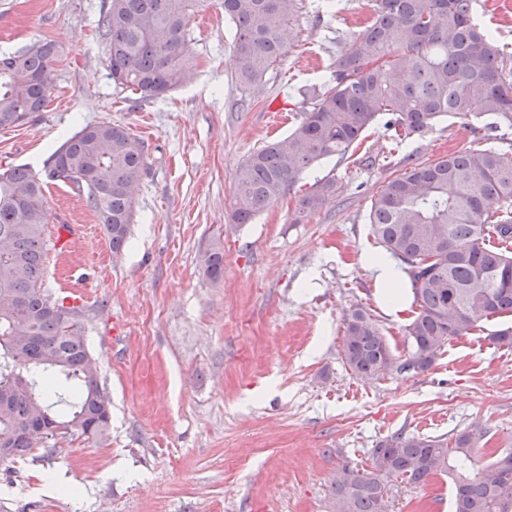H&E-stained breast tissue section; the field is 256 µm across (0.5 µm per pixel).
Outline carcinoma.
<instances>
[{"label":"carcinoma","mask_w":512,"mask_h":512,"mask_svg":"<svg viewBox=\"0 0 512 512\" xmlns=\"http://www.w3.org/2000/svg\"><path fill=\"white\" fill-rule=\"evenodd\" d=\"M207 0H107L98 19L113 83L139 101L166 96L194 70L192 15ZM299 0H222L234 23L237 83L262 81L287 54L284 30ZM59 51L39 40L0 52V129L24 123L55 88ZM496 35L476 18V0H375L372 21L348 46H336L333 85L313 92L310 109L285 137L250 154L236 173L230 219L250 224L321 161L345 158L381 115L385 128L423 137L450 116L497 139L512 130V67ZM146 168L144 143L124 126L87 125L53 154L47 177L70 183L103 224L112 250L129 236L130 194ZM336 191L322 178L298 201L295 217L316 211ZM371 232L399 263L413 291L405 325L406 359L396 357L372 314L344 321L343 359L369 381L397 371L424 372L451 339L512 316V148L461 149L413 164L371 204ZM47 210L42 181L25 166L0 170V438L13 463L35 448L31 429L65 426L102 442L111 400L80 339V314L43 288ZM202 269L216 282L224 250L212 245ZM483 434L451 438L394 435L373 449L363 471L344 469L333 485L334 512H389V483L422 484L451 473L455 512H512V450L470 471Z\"/></svg>","instance_id":"carcinoma-1"}]
</instances>
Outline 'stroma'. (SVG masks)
<instances>
[{
	"mask_svg": "<svg viewBox=\"0 0 512 512\" xmlns=\"http://www.w3.org/2000/svg\"><path fill=\"white\" fill-rule=\"evenodd\" d=\"M104 3L0 0V52L44 38L61 51L44 111L0 129V167L44 173L65 140L105 121L144 141L147 162L117 254L85 197L45 184L48 238L63 218L90 227L64 262L48 252L44 286L77 306L112 419L105 442L69 439L50 460L0 463V512H331L337 475L368 466L394 434L479 428V468L512 448V348L489 339L500 321L448 342L424 372L363 381L343 361L344 319L358 307L407 355V320L386 314L362 261L377 246L368 215L407 161L485 147L465 120L406 139L376 122L253 223L230 220L239 165L310 108L337 42L357 36L373 0H300L287 55L251 87L234 78V25L208 0L189 25L191 77L141 103L112 82L97 28ZM274 101L284 105L277 123ZM325 176L335 194L293 223L299 198ZM216 242L224 276L214 282L200 256ZM390 510L454 512L453 485L445 475L395 483Z\"/></svg>",
	"mask_w": 512,
	"mask_h": 512,
	"instance_id": "1",
	"label": "stroma"
}]
</instances>
